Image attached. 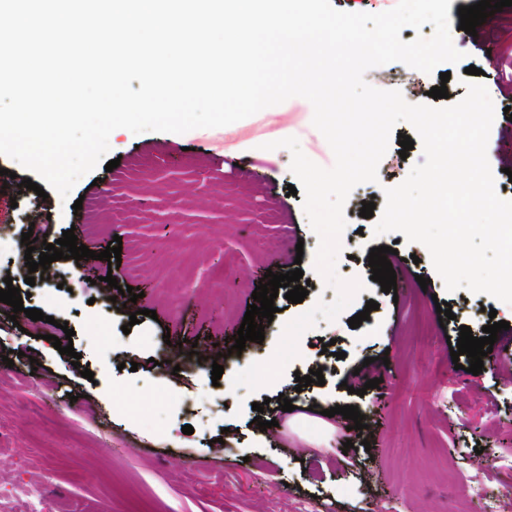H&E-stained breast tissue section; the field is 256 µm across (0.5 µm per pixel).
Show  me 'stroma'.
<instances>
[{"label":"stroma","mask_w":512,"mask_h":512,"mask_svg":"<svg viewBox=\"0 0 512 512\" xmlns=\"http://www.w3.org/2000/svg\"><path fill=\"white\" fill-rule=\"evenodd\" d=\"M476 0H451L449 18L461 64L424 74L395 62L370 69L366 81L427 102L431 87L446 85L450 101L467 89L464 70L481 68L497 111L487 156L499 196L512 200V81L495 57L512 49V6L487 17L475 34L460 30L458 9ZM449 81H441V73ZM313 107L301 97L265 108L218 128L126 133L108 154L113 171L97 167L75 185L81 210H58L54 198L32 202L19 193L29 171L0 154V170L14 179L0 188V280L24 292L23 312L7 319L0 302V494L6 512H512V359L490 353L482 373L465 371L467 356L452 360L449 340L461 326L475 337L490 320L512 323V305L467 289L447 291L427 248L388 233L375 236V218L354 206L363 194L385 203L384 188L400 184L423 162L421 147L400 157L391 143L378 179L356 186L344 214L337 274L364 285L332 322L319 321L299 339V355L274 384L249 392L213 386L212 362L227 337L236 335L251 294L267 270L301 268L309 280L303 302L276 297L277 311L263 342H246L242 362L273 356L286 323L315 302H332L334 287L317 272L318 237L302 196L288 192L297 179L291 153L269 142L297 138L318 165L334 164L333 152L313 123ZM219 207L208 224L198 216ZM74 229L90 250H105L121 237L119 269L107 261L58 260L29 272L21 235L56 242ZM396 246L389 260L396 294L371 278L367 253ZM132 287L137 301L118 308L117 287ZM34 284H25V277ZM429 280L420 286L419 277ZM377 310L360 327L349 319L367 301ZM454 317L439 323L437 303ZM42 310L34 321L26 310ZM496 317H489V310ZM140 313L131 324V313ZM130 333H123V325ZM75 330L79 366L60 354L51 337ZM122 336V352L112 339ZM333 341L334 354L322 341ZM191 362L177 374L159 365L170 342ZM12 355L13 367L1 358ZM38 366H31V359ZM138 363L130 371L129 363ZM94 377H81L80 368ZM322 369L324 385L296 390V375ZM379 379L377 388L367 382ZM309 406L358 407L365 430L348 429L335 415L333 434L316 446L288 428L291 414ZM268 402L256 415L253 403ZM269 421L259 429L258 420ZM193 434H183V426ZM29 495L16 497V486Z\"/></svg>","instance_id":"stroma-1"}]
</instances>
